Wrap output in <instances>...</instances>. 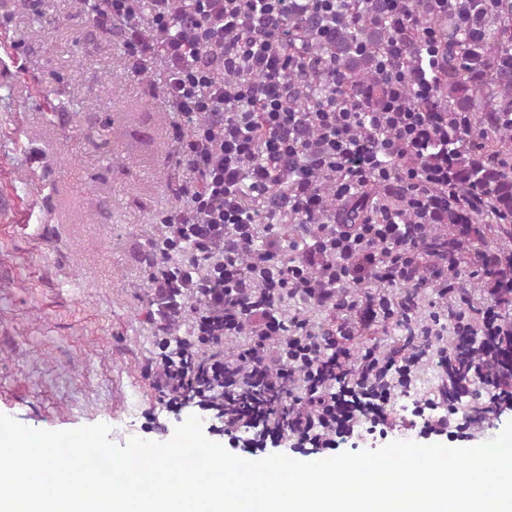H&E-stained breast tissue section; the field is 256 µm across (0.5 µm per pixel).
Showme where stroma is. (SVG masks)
Listing matches in <instances>:
<instances>
[{
  "instance_id": "obj_1",
  "label": "stroma",
  "mask_w": 512,
  "mask_h": 512,
  "mask_svg": "<svg viewBox=\"0 0 512 512\" xmlns=\"http://www.w3.org/2000/svg\"><path fill=\"white\" fill-rule=\"evenodd\" d=\"M14 57L0 63V413L44 430L104 423L109 439L163 442L189 416L229 445L213 411L169 406L147 313L144 255L174 199L173 125L160 69L134 77L120 33L71 0H0ZM246 459L263 450L229 445Z\"/></svg>"
}]
</instances>
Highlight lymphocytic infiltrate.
I'll list each match as a JSON object with an SVG mask.
<instances>
[{"instance_id":"f902f5d3","label":"lymphocytic infiltrate","mask_w":512,"mask_h":512,"mask_svg":"<svg viewBox=\"0 0 512 512\" xmlns=\"http://www.w3.org/2000/svg\"><path fill=\"white\" fill-rule=\"evenodd\" d=\"M102 35L125 34L124 56L134 75L164 65L163 95L181 117L174 127L175 165L169 182L175 203L162 217L165 232L153 245L160 258L148 273L154 288L179 289L178 313L190 336L177 359L158 363L159 391L171 403L202 389L224 405V432L262 427L264 437H291L295 447L332 448L358 423L386 427L396 393L434 338L399 351L337 346L308 318L284 316L288 297L335 305L344 292L364 289L367 310L404 321L423 289L445 298L457 283L447 259L425 260L435 209L447 204L441 170L422 165L432 145H447L448 128L469 133L467 148L481 152L483 136L470 114L448 115L436 102L433 73L444 56L433 20H453L471 43L483 39L494 0H390L387 40L376 61L386 94L365 111L349 102L333 58L320 53L336 28L350 25L345 0H306L318 26L304 36L289 27L297 0H74ZM420 34L431 70L406 69L407 36ZM301 107H293L289 90ZM398 184L395 202L379 201L363 223L340 224L336 203L367 188ZM282 192L286 209L262 200ZM304 237L284 253L279 225ZM183 255L188 280L172 276ZM457 343L479 338L472 358L489 369L493 338L512 332L494 306L452 314Z\"/></svg>"}]
</instances>
